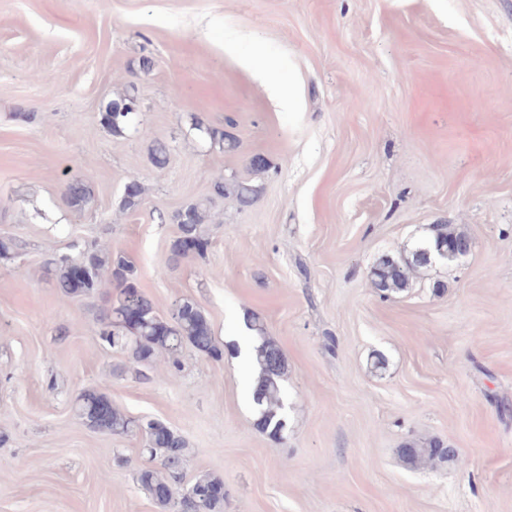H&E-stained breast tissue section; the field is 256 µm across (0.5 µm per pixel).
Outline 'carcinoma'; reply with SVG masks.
Listing matches in <instances>:
<instances>
[{"label": "carcinoma", "instance_id": "carcinoma-1", "mask_svg": "<svg viewBox=\"0 0 512 512\" xmlns=\"http://www.w3.org/2000/svg\"><path fill=\"white\" fill-rule=\"evenodd\" d=\"M137 112V102L129 96L118 97L102 111V124L114 134H121ZM204 133L222 148L232 151L236 141L224 131L206 128ZM169 145L157 141L151 152L152 164L163 169L169 159ZM143 190L140 183L131 180L125 184L123 207L139 206ZM65 200L69 207L82 210L91 201L84 182L74 177L65 186ZM172 219L179 228L169 257V265L177 264L189 254L202 255L209 243L206 221L208 201L190 203L177 211ZM469 237L446 224L435 225L432 241L417 247L411 257L397 259L383 255L373 269L375 287L383 293H397L406 288L409 273L415 267H424L432 260L448 253L457 242ZM54 288L64 300L90 296L103 288L109 289L108 306L97 320L98 336L109 347L125 353L136 365H148L160 356L168 365L180 368L179 354L190 346L198 353L219 359L223 351L213 335L211 323L204 309L196 302L184 299L177 302L168 320L160 318L151 300L139 288L133 265L119 253L86 249L75 257L60 256L46 262ZM255 333L256 346L252 361L256 369L253 401L257 405L256 426L270 436L278 437L285 428L283 415L284 391L281 380L285 359L279 347L266 336L263 324L256 318L247 322ZM74 408L79 418L92 430L123 435L140 432L146 438L145 451L158 462L153 469H143L138 480L146 487L155 503L170 512H224V480L210 474L194 481L200 505H190L183 494L173 487L186 465L190 450L186 441L167 424L157 419L133 420L112 403L108 384L87 389L77 395ZM399 453L416 463L434 464L448 460V448L440 441H430L420 448L407 444Z\"/></svg>", "mask_w": 512, "mask_h": 512}]
</instances>
